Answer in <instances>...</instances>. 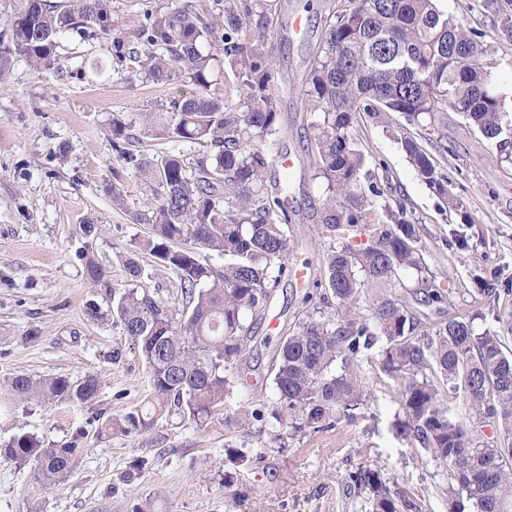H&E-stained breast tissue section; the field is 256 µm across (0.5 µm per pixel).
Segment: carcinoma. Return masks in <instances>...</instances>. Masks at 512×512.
I'll use <instances>...</instances> for the list:
<instances>
[{"instance_id": "carcinoma-1", "label": "carcinoma", "mask_w": 512, "mask_h": 512, "mask_svg": "<svg viewBox=\"0 0 512 512\" xmlns=\"http://www.w3.org/2000/svg\"><path fill=\"white\" fill-rule=\"evenodd\" d=\"M437 0H339L324 19L305 96L317 113L315 176L325 185L321 223L331 238L323 280L303 298L307 306L279 343L273 361L274 408L236 404L234 389L247 385L246 350L254 320L288 275L291 217L281 197L264 191L270 158L263 148L277 133L278 100L272 93L268 31L272 0H212L201 8L182 0L131 38L146 50L133 56L132 77L156 84L184 80L195 86L170 112H142L138 120L112 118V148L136 163L155 203L133 214L149 234L138 243L180 281L182 310L173 314L155 295L128 288L112 294L123 333L148 368L147 400L101 423L99 435L135 436L151 431L176 406L179 415L207 420L221 407L228 428L258 430L275 421L293 433L315 432L340 419H357L363 404V362L379 356L381 371L400 383L403 419L396 437L431 454L448 468V512H512V446L481 440L493 425L512 436V348L506 336L458 318L422 330L400 295L390 291L401 271H426L416 225L400 200L371 216L381 192L364 170L358 116L400 114L421 125L436 112H456L488 140L512 141V97L492 80L483 33L441 11ZM495 26L512 41V0H485ZM26 18L12 23V46L29 61L50 66L59 35L92 26L109 36L104 0H76L57 10L28 0ZM224 55L232 80L227 93L238 105L209 93L213 48ZM168 142L195 141L200 156L159 160L137 157L125 144L137 135ZM402 148L422 180L439 195L448 180L410 135ZM356 232L369 243L350 242ZM224 257L216 267L202 252ZM367 288H381L370 313L359 310ZM99 379L18 374L6 382L13 400L84 406L99 393ZM463 393L469 421L455 419L448 398ZM82 449L74 440L45 446L29 433L0 442V456L29 466L40 487L71 477ZM355 488L372 495L373 512H397L377 471L349 473Z\"/></svg>"}]
</instances>
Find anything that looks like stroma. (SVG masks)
Masks as SVG:
<instances>
[{"instance_id": "1", "label": "stroma", "mask_w": 512, "mask_h": 512, "mask_svg": "<svg viewBox=\"0 0 512 512\" xmlns=\"http://www.w3.org/2000/svg\"><path fill=\"white\" fill-rule=\"evenodd\" d=\"M114 34L128 37L148 12L172 10L176 0H105ZM269 44L276 56L271 88L279 99L270 157L289 156L290 172L270 167L267 193H282L291 223L289 268L323 277L328 235L319 220L324 186L315 179V150L303 88L326 12L324 0H278ZM27 0H0V50L9 55L0 72V382L17 374L35 379L88 374L100 381L92 405L0 403V439L30 433L44 443L79 440L83 450L68 483L38 489L28 468L0 458V512H132L150 502L154 512H372L367 490L352 487L350 471L381 472L398 512H448L451 479L429 453L395 436L398 384L377 360L363 365L365 404L356 422L295 435L280 427L247 432L225 427L223 416L206 425L177 416L160 418L139 436H98L107 416L146 398L147 368L112 311L111 288L126 287L123 266L138 254L144 269L139 289L165 306L180 302L175 274L138 253L147 227L132 215L152 193L133 163L112 148V117L167 112L191 89L176 81L131 79L127 47L112 44L97 28L64 32L59 61L46 69L11 52L12 22ZM441 10L483 32L499 61L493 81L512 91V41L501 38L483 0H439ZM443 142L424 130L413 134L448 178L436 194L418 176L399 143L398 123L359 122L360 147L384 201H404L419 229L428 266L425 276L400 273L396 291L423 328L451 317L471 320L476 331H499L512 317V146L468 129L454 112L436 114ZM120 188L124 208L112 204ZM94 221L87 236L82 224ZM107 272L93 284L89 265ZM447 291L442 305H427L430 288ZM305 287L283 279L250 341V389L241 403L275 406V350L303 310ZM97 303L98 316L88 312ZM246 458L235 462V451ZM148 459L140 478L124 481L132 461Z\"/></svg>"}]
</instances>
